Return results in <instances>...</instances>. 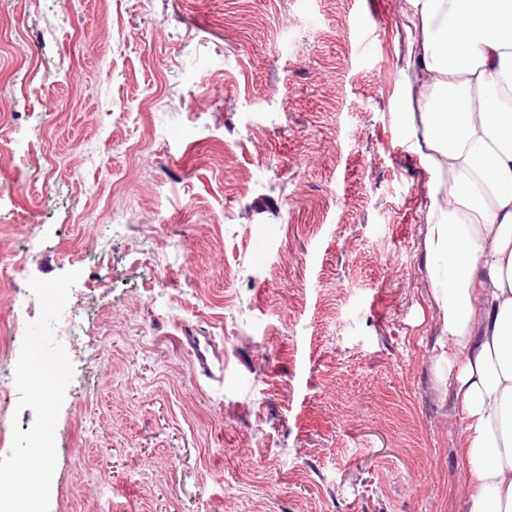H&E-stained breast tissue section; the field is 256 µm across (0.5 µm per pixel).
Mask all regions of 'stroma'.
<instances>
[{"label":"stroma","mask_w":512,"mask_h":512,"mask_svg":"<svg viewBox=\"0 0 512 512\" xmlns=\"http://www.w3.org/2000/svg\"><path fill=\"white\" fill-rule=\"evenodd\" d=\"M408 36L400 0H0V255L44 236L0 320L113 226L49 512H470ZM190 346L192 356L194 357L196 367L205 376H213L212 366L216 359L220 364V370L223 371V351L216 348L213 341L208 336H186ZM203 341L201 340V338Z\"/></svg>","instance_id":"stroma-1"}]
</instances>
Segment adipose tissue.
I'll return each instance as SVG.
<instances>
[{
  "label": "adipose tissue",
  "mask_w": 512,
  "mask_h": 512,
  "mask_svg": "<svg viewBox=\"0 0 512 512\" xmlns=\"http://www.w3.org/2000/svg\"><path fill=\"white\" fill-rule=\"evenodd\" d=\"M433 290L471 512H512V0H401Z\"/></svg>",
  "instance_id": "adipose-tissue-1"
}]
</instances>
